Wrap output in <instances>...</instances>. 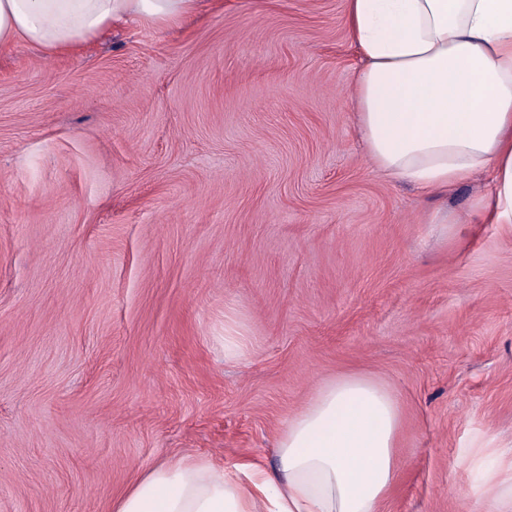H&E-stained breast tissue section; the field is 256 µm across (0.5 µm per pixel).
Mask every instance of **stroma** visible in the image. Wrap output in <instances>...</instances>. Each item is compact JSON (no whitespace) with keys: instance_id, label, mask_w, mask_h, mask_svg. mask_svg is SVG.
I'll return each instance as SVG.
<instances>
[{"instance_id":"35a3bbf8","label":"stroma","mask_w":512,"mask_h":512,"mask_svg":"<svg viewBox=\"0 0 512 512\" xmlns=\"http://www.w3.org/2000/svg\"><path fill=\"white\" fill-rule=\"evenodd\" d=\"M360 65L346 0L0 46V512H111L186 453L275 468L348 373L401 406L385 512H490L463 453L512 448V229L426 223L484 176L374 171Z\"/></svg>"}]
</instances>
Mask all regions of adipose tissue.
<instances>
[{"label":"adipose tissue","mask_w":512,"mask_h":512,"mask_svg":"<svg viewBox=\"0 0 512 512\" xmlns=\"http://www.w3.org/2000/svg\"><path fill=\"white\" fill-rule=\"evenodd\" d=\"M197 0H0V45L52 53L121 23L164 24ZM365 62L357 130L376 172L423 192L487 173L492 189L434 224L512 225V0H347ZM401 409L363 375L322 386L279 431L278 467L177 455L112 512H382L395 484ZM473 494L512 512V448L473 449Z\"/></svg>","instance_id":"1"}]
</instances>
